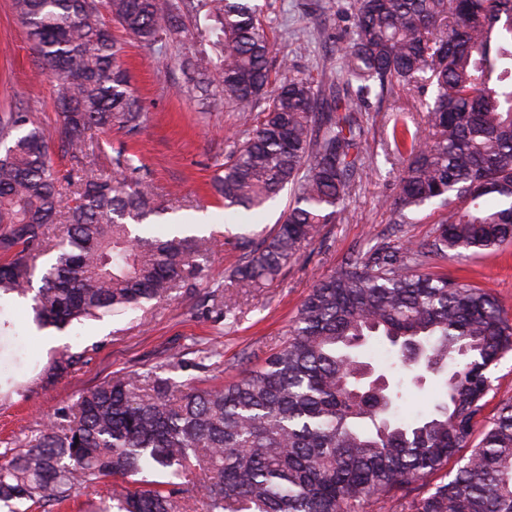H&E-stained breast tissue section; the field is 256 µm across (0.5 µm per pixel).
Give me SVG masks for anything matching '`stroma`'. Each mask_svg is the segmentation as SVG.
I'll return each mask as SVG.
<instances>
[{"label": "stroma", "mask_w": 512, "mask_h": 512, "mask_svg": "<svg viewBox=\"0 0 512 512\" xmlns=\"http://www.w3.org/2000/svg\"><path fill=\"white\" fill-rule=\"evenodd\" d=\"M257 3L260 20L274 43L273 55L287 60L292 73L336 60V48L345 42L351 25V0ZM112 34L123 46L122 59L146 121L134 135L119 131L95 135L88 150L92 168L108 175L116 155L131 157L133 178L149 183L166 210L154 232H166L171 223L194 224L204 217L216 238L215 251L205 277L166 301L65 330L64 344L70 351L91 345L97 351L87 365L46 391L30 386L28 380L55 348L46 336L34 332L28 307L14 305L10 316L18 332L0 336V375L12 378L20 388L9 401L0 402V465L9 460L5 442L26 444L59 407L110 375L153 369L177 383L201 387L239 377L284 346L294 316L318 280L375 238H427L437 219L433 208L427 207L417 213L415 223L394 224L387 204L392 180L385 161L390 127L386 112H379L369 124L365 143L374 165L337 223L324 225L270 286L240 287L230 277L242 258L234 246L239 227L225 223L224 205L214 196L210 182L246 130V121L218 98L204 100L198 92H186V76L171 54L148 50L120 27H113ZM37 68L13 0H0V113L22 109L49 129L57 120V88L52 77L38 74ZM435 269L487 289L512 315V244L458 263L439 261ZM215 287L223 288L225 297L235 304L219 321L206 312L207 294ZM194 343L222 351L221 364L205 371L176 368L177 359Z\"/></svg>", "instance_id": "35a3bbf8"}]
</instances>
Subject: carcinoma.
Wrapping results in <instances>:
<instances>
[{
	"label": "carcinoma",
	"instance_id": "carcinoma-1",
	"mask_svg": "<svg viewBox=\"0 0 512 512\" xmlns=\"http://www.w3.org/2000/svg\"><path fill=\"white\" fill-rule=\"evenodd\" d=\"M39 69L58 85L59 120L0 115V300L31 301L37 329L63 330L158 304L204 276L213 237L200 224L153 235L149 185L82 167L91 132L145 120L111 21L171 48L224 105L252 121L213 183L244 221L285 189L274 233H243L233 278L273 280L361 180L370 97L424 80L430 101L392 112L390 209L410 224L441 209L430 239L378 241L318 281L288 341L226 385H178L157 372L113 375L59 408L0 466V508L60 506L78 485L106 489L102 512H512V398L476 425L490 369L512 350V321L485 289L424 271L512 244V0H353L341 65L278 77L253 0H14ZM75 167L54 168L52 144ZM77 180L68 224L62 183ZM52 263L36 272L40 256ZM97 346L55 354L44 388ZM440 398L411 421L405 394L427 379ZM468 453L458 456L461 449ZM456 467L448 470V462ZM159 475L148 481L145 470ZM142 485L130 489L129 485Z\"/></svg>",
	"mask_w": 512,
	"mask_h": 512
}]
</instances>
